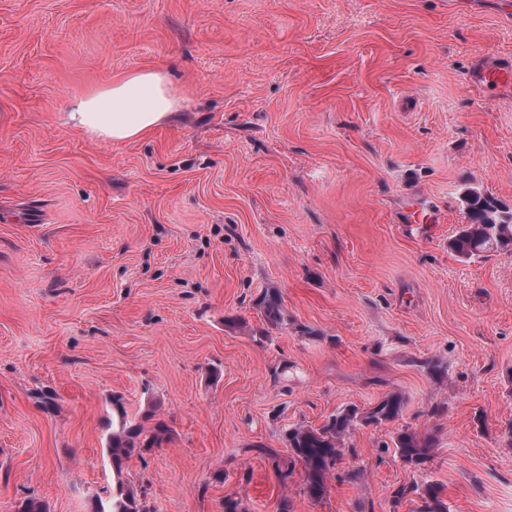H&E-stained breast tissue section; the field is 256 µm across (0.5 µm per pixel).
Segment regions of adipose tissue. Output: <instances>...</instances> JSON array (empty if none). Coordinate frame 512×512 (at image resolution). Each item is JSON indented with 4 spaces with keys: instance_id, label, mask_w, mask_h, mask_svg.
I'll use <instances>...</instances> for the list:
<instances>
[{
    "instance_id": "ef3b65f1",
    "label": "adipose tissue",
    "mask_w": 512,
    "mask_h": 512,
    "mask_svg": "<svg viewBox=\"0 0 512 512\" xmlns=\"http://www.w3.org/2000/svg\"><path fill=\"white\" fill-rule=\"evenodd\" d=\"M181 106L167 71L148 68L74 97L61 117L63 125L89 137L127 142L161 126Z\"/></svg>"
}]
</instances>
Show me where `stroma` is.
Returning <instances> with one entry per match:
<instances>
[{"label":"stroma","instance_id":"stroma-1","mask_svg":"<svg viewBox=\"0 0 512 512\" xmlns=\"http://www.w3.org/2000/svg\"><path fill=\"white\" fill-rule=\"evenodd\" d=\"M482 57L512 58L503 0H0V512L108 497L116 395L176 431L129 463L155 512H411L391 492L427 480L449 512H512V253L448 248L464 183L512 204V87L480 92ZM142 68L183 95L171 121L63 126ZM411 201L445 213L434 236L403 232ZM268 288L285 321L259 343ZM396 390L322 502L257 450ZM401 425L439 429L428 470ZM439 432V429H435L421 435L408 426L398 429L393 438L394 454L407 467L425 470L426 465L433 460L434 448L439 444Z\"/></svg>","mask_w":512,"mask_h":512}]
</instances>
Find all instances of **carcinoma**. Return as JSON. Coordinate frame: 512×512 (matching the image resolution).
I'll return each mask as SVG.
<instances>
[{"instance_id":"carcinoma-1","label":"carcinoma","mask_w":512,"mask_h":512,"mask_svg":"<svg viewBox=\"0 0 512 512\" xmlns=\"http://www.w3.org/2000/svg\"><path fill=\"white\" fill-rule=\"evenodd\" d=\"M466 196L461 205L467 223L461 225L449 240L448 248L465 259L487 257L494 252L512 251V206L474 184L463 186ZM255 306L266 325L279 327L284 322L282 299L275 290L260 294ZM112 432L106 439V450L116 477V485L107 500L97 499L94 512H153L147 504L146 488L125 475L127 464L133 458L173 442L175 430L155 413L145 412L141 420L129 415L122 398L112 397ZM406 402L396 391L386 393L366 411L348 407L329 415L317 427L296 424L283 435L287 458L262 445L254 449L271 461L279 471L281 465L298 464L304 471L303 493L312 501H321L328 492L327 481L336 473L347 452L345 439L355 426L377 427L398 421ZM440 429L419 434L407 427L397 431L393 438L394 454L408 467L423 470L433 460L434 448L439 444ZM395 504L420 500L416 512H448L443 488L434 482H413L400 485L392 491ZM15 512H49L47 504L36 497H26L16 505Z\"/></svg>"}]
</instances>
